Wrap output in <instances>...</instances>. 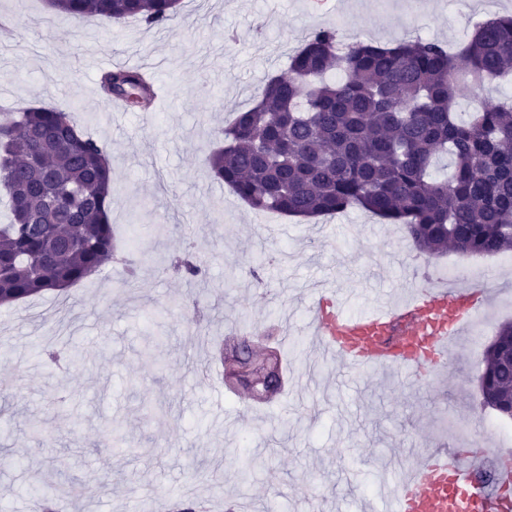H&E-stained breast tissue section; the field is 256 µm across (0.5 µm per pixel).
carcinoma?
Returning a JSON list of instances; mask_svg holds the SVG:
<instances>
[{
    "mask_svg": "<svg viewBox=\"0 0 512 512\" xmlns=\"http://www.w3.org/2000/svg\"><path fill=\"white\" fill-rule=\"evenodd\" d=\"M70 19L113 25L138 18L162 26L178 0H47ZM338 30L312 31L291 56L288 74L264 84L259 99L221 130L224 145L207 159L210 174L259 211L315 218L359 207L402 224L413 246L435 256L512 250V105L478 102L456 111L459 88L481 90L512 76V15L476 24L450 53L431 39L394 46H337ZM108 95L141 109L155 97L137 70L105 74ZM452 170L435 176L437 158ZM0 191L11 212L0 224V306L65 291L114 253L112 179L106 147L68 113L49 105L0 111ZM502 325L482 354L480 389L504 416L512 374L499 349ZM229 383L270 401L283 386L281 354L258 358L250 341L226 352ZM63 486L39 496L54 512Z\"/></svg>",
    "mask_w": 512,
    "mask_h": 512,
    "instance_id": "obj_1",
    "label": "carcinoma"
}]
</instances>
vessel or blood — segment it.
I'll use <instances>...</instances> for the list:
<instances>
[{"mask_svg":"<svg viewBox=\"0 0 512 512\" xmlns=\"http://www.w3.org/2000/svg\"><path fill=\"white\" fill-rule=\"evenodd\" d=\"M492 292L430 284L410 296L351 311L347 298L320 291L310 299L308 329L327 355L350 368L396 369L411 377L443 374L450 344L484 311ZM483 449L437 444L417 455L389 498L390 512H512V457H503L497 490L476 479Z\"/></svg>","mask_w":512,"mask_h":512,"instance_id":"obj_1","label":"vessel or blood"}]
</instances>
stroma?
I'll list each match as a JSON object with an SVG mask.
<instances>
[{
    "instance_id": "obj_1",
    "label": "stroma",
    "mask_w": 512,
    "mask_h": 512,
    "mask_svg": "<svg viewBox=\"0 0 512 512\" xmlns=\"http://www.w3.org/2000/svg\"><path fill=\"white\" fill-rule=\"evenodd\" d=\"M483 13L477 0H181L162 28L130 19L76 22L46 0H0V95L11 108L42 104L71 112L105 143L112 172L110 222L137 268L129 284L108 265L66 292L0 307V512H32L39 487H87L60 496V512H125L132 499L180 496L242 504L247 512H358L385 507L386 484L414 456L443 442L449 415L471 421L464 448L490 447L480 427L494 417L479 387V352L512 320V264L492 268V328L452 344L454 370L415 380L323 362L310 337L283 348L281 399L241 403L198 382L219 365L229 332L261 326L263 344L301 329L311 291L354 298L358 309L410 294L416 269L453 264L470 275L475 258L427 257L388 224L358 208L309 221L252 209L214 180L206 160L217 133L250 108L264 82L312 30L392 43L435 39L449 50ZM156 66L162 90L147 112H114L97 60ZM193 254L202 271L175 272ZM272 257L263 283L248 269ZM199 303L205 320L186 310ZM54 342L60 362L42 353ZM119 423L120 444L105 427ZM64 459L57 469L55 459ZM259 468L242 483L245 460Z\"/></svg>"
}]
</instances>
